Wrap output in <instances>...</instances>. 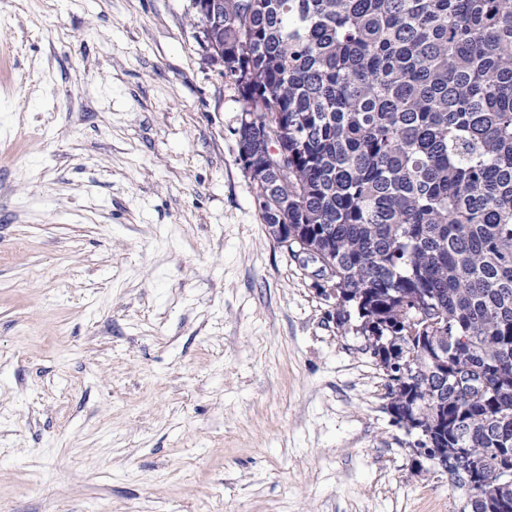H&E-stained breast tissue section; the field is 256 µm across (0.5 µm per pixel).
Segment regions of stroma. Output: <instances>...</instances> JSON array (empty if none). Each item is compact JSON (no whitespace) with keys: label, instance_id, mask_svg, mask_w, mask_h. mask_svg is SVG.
I'll use <instances>...</instances> for the list:
<instances>
[{"label":"stroma","instance_id":"35a3bbf8","mask_svg":"<svg viewBox=\"0 0 512 512\" xmlns=\"http://www.w3.org/2000/svg\"><path fill=\"white\" fill-rule=\"evenodd\" d=\"M193 0H0V512H459L269 236Z\"/></svg>","mask_w":512,"mask_h":512}]
</instances>
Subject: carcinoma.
I'll return each mask as SVG.
<instances>
[{"instance_id": "1", "label": "carcinoma", "mask_w": 512, "mask_h": 512, "mask_svg": "<svg viewBox=\"0 0 512 512\" xmlns=\"http://www.w3.org/2000/svg\"><path fill=\"white\" fill-rule=\"evenodd\" d=\"M242 167L341 325L414 355L388 407L484 460L460 512H512V0H215Z\"/></svg>"}]
</instances>
